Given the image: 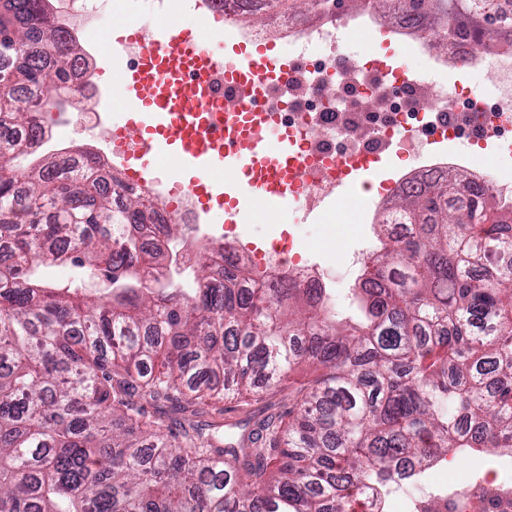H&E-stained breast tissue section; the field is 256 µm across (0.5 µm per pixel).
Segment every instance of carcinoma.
Wrapping results in <instances>:
<instances>
[{"mask_svg": "<svg viewBox=\"0 0 512 512\" xmlns=\"http://www.w3.org/2000/svg\"><path fill=\"white\" fill-rule=\"evenodd\" d=\"M265 0L287 12L297 2ZM49 0H0V512H386L449 453L512 450V204L472 180L411 187L380 224L359 313L227 257L158 285L151 202L78 153L16 164L83 55ZM442 47L490 46L493 0H406ZM69 265L61 283L41 270ZM310 363L288 421L224 446L198 418ZM171 403L184 414L164 433Z\"/></svg>", "mask_w": 512, "mask_h": 512, "instance_id": "carcinoma-1", "label": "carcinoma"}]
</instances>
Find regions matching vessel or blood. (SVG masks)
<instances>
[{
  "mask_svg": "<svg viewBox=\"0 0 512 512\" xmlns=\"http://www.w3.org/2000/svg\"><path fill=\"white\" fill-rule=\"evenodd\" d=\"M226 39L219 31L204 41L177 26L160 28L153 48L123 77V109L129 114L124 128L140 141L121 160L126 179L160 182L155 160L173 149L179 165L195 169L187 189L206 215L213 209L216 169H241L248 187L273 206L287 200L290 178L302 173V157L287 130L259 108L276 59L261 51L246 55L240 65L228 64ZM220 70L235 89L240 111H225L211 84Z\"/></svg>",
  "mask_w": 512,
  "mask_h": 512,
  "instance_id": "1",
  "label": "vessel or blood"
}]
</instances>
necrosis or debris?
<instances>
[{"label": "necrosis or debris", "instance_id": "obj_1", "mask_svg": "<svg viewBox=\"0 0 512 512\" xmlns=\"http://www.w3.org/2000/svg\"><path fill=\"white\" fill-rule=\"evenodd\" d=\"M240 2L239 11L230 12L221 0H131L136 11L166 14L177 7L206 14L246 43L265 45L279 39L292 62L287 78L270 86L266 109L296 136L305 169L292 200L306 211H314L335 194L338 155L376 156L400 146L413 161L395 183L400 189L414 177L467 165L466 159L453 153H427L428 129H445L476 144L512 139V29L499 31L489 49L457 35L449 36L447 46L438 49L426 30L408 22L399 0H361L358 13L349 16L333 18L321 8L289 15L273 36L265 27L248 22L261 0ZM59 4L63 14L76 9L89 17V24L76 31L75 38L88 56L100 54L106 17L98 9L99 0H59ZM381 28L395 40L409 42L425 69H489L495 86L492 101L476 112L475 94L468 86L458 83L436 89L423 75L405 80L381 69L370 56H346L342 42L347 34ZM154 202L158 220L174 215L183 226L182 236L172 243V255L181 267H191L205 252L215 269H223L225 253L235 247L216 244L191 194H184L174 207L159 195ZM249 260L251 266L268 271L264 282L268 288L287 274L296 275L308 288L326 285L325 278L291 264L283 248L251 251ZM504 483L496 471L488 470L448 491L422 496L414 512H512V491L500 492Z\"/></svg>", "mask_w": 512, "mask_h": 512}]
</instances>
